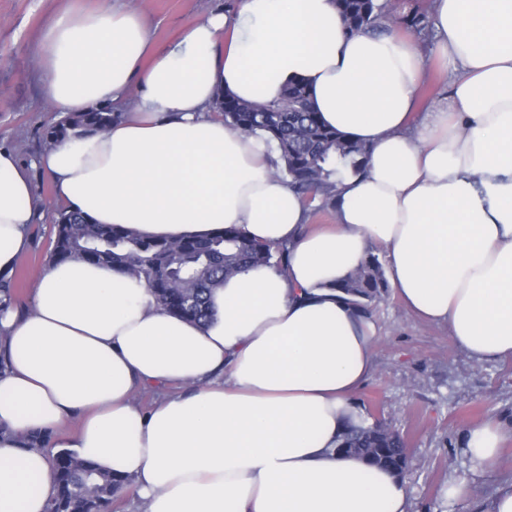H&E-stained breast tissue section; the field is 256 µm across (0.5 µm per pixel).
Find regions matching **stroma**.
I'll list each match as a JSON object with an SVG mask.
<instances>
[{
	"label": "stroma",
	"instance_id": "obj_1",
	"mask_svg": "<svg viewBox=\"0 0 512 512\" xmlns=\"http://www.w3.org/2000/svg\"><path fill=\"white\" fill-rule=\"evenodd\" d=\"M106 0H0V145L29 166L44 217L31 228L29 250L15 269L16 299L26 302L50 258L57 209L51 182L33 168L44 151V128L59 120L49 104L35 53L50 16L70 6L100 8ZM146 21L151 36L167 46L227 0H124ZM374 366L356 395L364 414L406 435L411 459L404 477L409 512H480L495 490L512 480V441L500 464L477 467L460 443L471 425L497 419L512 425V360L478 363L453 345L448 330L415 315L396 291L374 304ZM466 481L471 497L447 499L448 483Z\"/></svg>",
	"mask_w": 512,
	"mask_h": 512
}]
</instances>
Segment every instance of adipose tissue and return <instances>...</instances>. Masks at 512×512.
I'll return each instance as SVG.
<instances>
[{"label": "adipose tissue", "mask_w": 512, "mask_h": 512, "mask_svg": "<svg viewBox=\"0 0 512 512\" xmlns=\"http://www.w3.org/2000/svg\"><path fill=\"white\" fill-rule=\"evenodd\" d=\"M431 9V54L453 76L423 112L413 40L345 35L335 0H239L170 47L118 2L50 17L37 58L54 110L120 114L35 160L59 204L169 240L233 224L286 245L288 261L225 280L203 325L164 313L137 278L49 261L26 306L0 315V512H46L55 496L50 449L23 448L44 431L50 448L126 478L143 512H408L398 476L338 451L364 420L354 395L375 335L337 282L379 245L408 308L475 361L512 359V0ZM297 79L325 124L370 149L366 172L339 187L331 230L310 229L266 143L215 114L219 92L272 102ZM38 218L28 175L0 147V278ZM509 439L487 420L461 442L491 468Z\"/></svg>", "instance_id": "ef3b65f1"}]
</instances>
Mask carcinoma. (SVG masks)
Segmentation results:
<instances>
[{"label":"carcinoma","mask_w":512,"mask_h":512,"mask_svg":"<svg viewBox=\"0 0 512 512\" xmlns=\"http://www.w3.org/2000/svg\"><path fill=\"white\" fill-rule=\"evenodd\" d=\"M336 8L347 34L382 35L402 25L420 36H433L430 7L425 5L404 13L398 0H336ZM215 106L228 128L259 135L278 147L282 163L274 174L318 200L314 215L335 209L336 188L346 175L366 170L369 147L324 124L306 85L299 81L272 103L246 102L223 93ZM120 116L110 109L73 113L49 125L43 139L51 145L69 134L101 133ZM52 233L51 258L111 266L144 281L163 311L198 322L211 318V294L224 286V280L257 266L281 272L287 261L286 246L257 242L234 225L204 239H155L129 227L92 224L78 213L59 209ZM337 288L355 298L371 320L373 303L388 293L390 285L382 262L370 249ZM407 446L404 435L381 432L370 424L350 430L340 443L346 453L391 471ZM52 467L56 495L48 512H113L117 495L127 485L68 449L52 454Z\"/></svg>","instance_id":"cac0c4a2"}]
</instances>
